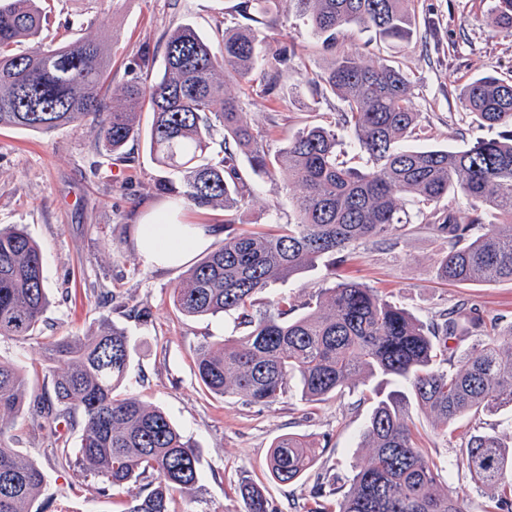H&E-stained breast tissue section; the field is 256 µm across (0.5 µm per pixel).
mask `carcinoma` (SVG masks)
<instances>
[{
	"label": "carcinoma",
	"mask_w": 512,
	"mask_h": 512,
	"mask_svg": "<svg viewBox=\"0 0 512 512\" xmlns=\"http://www.w3.org/2000/svg\"><path fill=\"white\" fill-rule=\"evenodd\" d=\"M43 0H0V128L50 134L92 119L98 147L119 155L141 137L143 108L152 113L149 152L172 177L156 190L198 209L224 210V239L191 266L173 289L186 317L235 313L244 333L195 353V373L210 393L238 395L251 404L279 401L295 385L301 400L320 404L359 384H374V407L363 438L369 455L347 483L314 486L308 512H472L470 495L445 481L425 448L410 408L429 414L443 439L468 419L474 433L461 444L457 468L487 493L480 512H512V444L481 416L512 410V324L465 303L438 322L420 321L378 289L339 273L352 246L405 238L417 201L421 223L448 239L436 278L458 284L512 281V74L470 81L461 105L467 114L501 128L498 137L463 148L407 145L419 126L413 85L382 58L338 48L351 27L380 41L409 43L417 34L411 0H240L258 11L292 14L327 54L321 72L293 66L295 45L268 54L258 28L226 31L214 39L191 24L165 37L162 69L154 79L124 83L106 101L112 83L108 45L87 38L44 42L50 11ZM497 23L512 27V0H495ZM340 98L337 124L314 125L288 138L274 154L245 118L234 87L260 80L273 95L285 74ZM351 130L369 155L364 170L338 161L336 127ZM223 133V155H211ZM245 156L258 177L282 176L298 193L293 224L241 233L236 213L252 197L238 165ZM450 194L469 202L460 217L440 203ZM334 284L301 304L280 295L255 315L257 295L318 264ZM48 304L43 258L23 227L0 228V337L27 340L40 330ZM304 312H299V309ZM478 340L456 360L449 340L461 330ZM46 369L63 414L81 415L76 453L60 448L105 486L127 494L125 512H170L175 496L194 495L200 456L163 411L133 394H119L130 366L127 333L107 322L82 336L43 343ZM28 378L0 359V512H31L44 482L40 468L4 438L25 411ZM325 446L288 434L270 448L267 467L282 483L299 480ZM243 512H275L263 490L238 487Z\"/></svg>",
	"instance_id": "obj_1"
}]
</instances>
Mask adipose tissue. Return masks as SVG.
I'll list each match as a JSON object with an SVG mask.
<instances>
[{"instance_id":"ef3b65f1","label":"adipose tissue","mask_w":512,"mask_h":512,"mask_svg":"<svg viewBox=\"0 0 512 512\" xmlns=\"http://www.w3.org/2000/svg\"><path fill=\"white\" fill-rule=\"evenodd\" d=\"M212 240L211 233L174 221L163 209L140 225L136 246L146 265L180 267L187 265L194 254L207 250Z\"/></svg>"}]
</instances>
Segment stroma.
<instances>
[{
  "label": "stroma",
  "instance_id": "35a3bbf8",
  "mask_svg": "<svg viewBox=\"0 0 512 512\" xmlns=\"http://www.w3.org/2000/svg\"><path fill=\"white\" fill-rule=\"evenodd\" d=\"M240 0H49L47 36L61 42L87 36L111 45L112 85L146 76L137 53L150 45L163 53V38L175 27L192 23L202 34L241 25ZM493 0H417V38L408 44H382L381 58L410 77L414 104L426 129L427 144L461 148L498 131L463 113L459 95L474 78L512 73V28L496 23ZM277 31L282 43H295L293 64L322 70L326 63L318 43L294 17L281 14ZM248 122L270 150L309 124L334 120L342 107L337 97L305 91L295 96L292 80H283L276 97L261 83L239 92ZM165 171L145 141L127 145L125 157L96 146V127L85 121L43 135L25 129L0 128V225L19 224L38 244L48 306L43 333L70 336L109 321L126 330L132 355L121 390L163 410L200 451V490L196 497L176 499L173 512H241L236 493L241 481L264 484L275 512H304L318 477L345 482L351 467L367 450L363 431L372 402L354 390L316 406L297 392L271 405H251L238 397H216L200 386L194 351L241 335L234 316L186 317L173 306L172 290L180 267H146L135 247L141 221L164 207L155 192ZM254 195L235 217L239 231L250 232L295 219L282 179L254 178ZM448 243L427 228L415 229L399 244L364 243L346 273L381 289L423 321L461 302L502 315L512 322V282L453 285L438 281L436 261ZM332 284L325 268L306 270L267 288L266 297L289 295L302 301ZM0 358L23 366L28 375L25 413L7 441L44 474L34 512H124L126 496L100 490L97 478L82 474L57 455L59 441L80 445L82 420L59 417L46 422L43 410L55 407L50 377L43 370L40 340L0 338ZM412 417L426 448L454 485L469 488L455 465L456 448L467 435L458 429L443 440L420 411ZM297 433L324 442L318 464L294 484L270 481L266 458L272 442Z\"/></svg>",
  "mask_w": 512,
  "mask_h": 512
}]
</instances>
